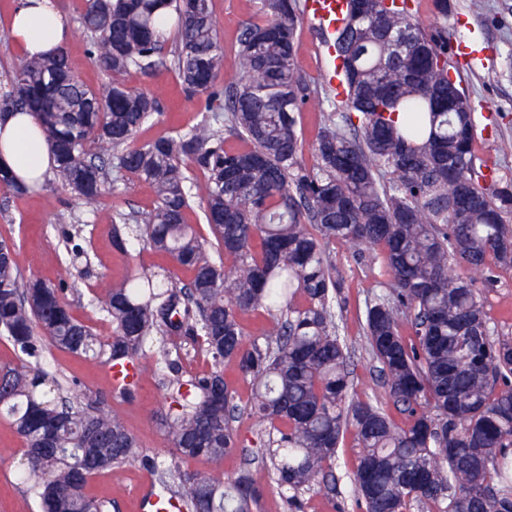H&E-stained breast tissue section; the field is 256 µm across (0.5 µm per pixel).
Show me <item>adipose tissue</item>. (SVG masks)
Returning <instances> with one entry per match:
<instances>
[{"label": "adipose tissue", "mask_w": 512, "mask_h": 512, "mask_svg": "<svg viewBox=\"0 0 512 512\" xmlns=\"http://www.w3.org/2000/svg\"><path fill=\"white\" fill-rule=\"evenodd\" d=\"M8 33L10 46L25 55L67 44L72 36L52 0H19ZM39 127L30 112L17 111L0 121V164L25 183L43 178L54 168L53 155L41 142Z\"/></svg>", "instance_id": "ef3b65f1"}]
</instances>
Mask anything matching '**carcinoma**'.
I'll return each instance as SVG.
<instances>
[{
    "label": "carcinoma",
    "instance_id": "carcinoma-1",
    "mask_svg": "<svg viewBox=\"0 0 512 512\" xmlns=\"http://www.w3.org/2000/svg\"><path fill=\"white\" fill-rule=\"evenodd\" d=\"M344 3L332 48L345 97L338 121L311 145L310 169L300 164L298 116L320 99L298 61L302 0H261L265 18L238 41L240 81L224 87L211 0H84L83 31L104 82L93 89L75 78L61 46L26 59L0 92L1 114L39 119L62 188L97 202L108 164L151 182L157 205L141 224L117 214L124 231L115 244L144 241L193 273L182 287L148 274L104 285L112 336L103 339L62 289L25 277L0 242V335L25 355L0 367V412L25 441L24 479L41 512H103L85 496L87 482L133 461L157 475L171 512H256L262 490L245 470L226 479L175 462L159 469L118 414L37 394L48 379L40 335L122 368L124 396L157 335L209 356L210 371L186 377L162 349L171 405L161 426L180 460L220 461L239 448L241 408L221 371L236 362L254 386L249 415L275 431L272 479L289 512H303V489L329 494L349 430L364 512H512V338L493 337L479 295L496 268L512 267V177L476 165L470 99L448 72L447 24L412 23L406 0ZM168 19L171 43L159 31ZM166 49L186 91L206 96V113L137 146L157 100L123 75L152 72ZM450 94L456 111L443 112ZM221 120L245 148H225L214 129ZM0 187L23 193L38 181L20 183L0 167ZM196 198L216 261L186 222ZM336 241L359 256L379 248L391 276L388 292L366 306V339L401 424L353 391L336 324L342 282L327 253ZM259 309L270 317L267 339L248 343L241 316Z\"/></svg>",
    "mask_w": 512,
    "mask_h": 512
}]
</instances>
